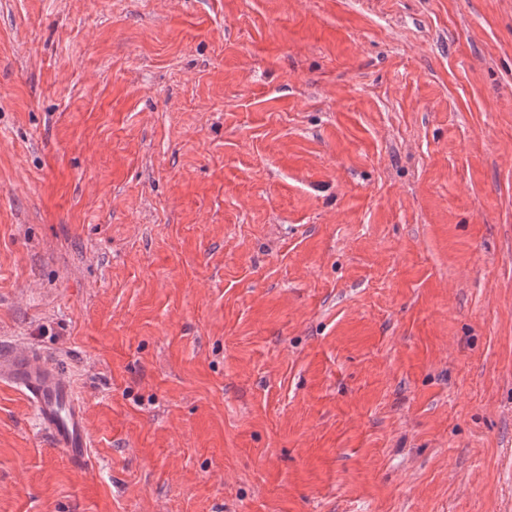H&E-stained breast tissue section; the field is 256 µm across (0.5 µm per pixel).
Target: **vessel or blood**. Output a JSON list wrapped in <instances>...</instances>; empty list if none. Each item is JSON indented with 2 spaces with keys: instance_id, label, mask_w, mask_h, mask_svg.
<instances>
[{
  "instance_id": "obj_1",
  "label": "vessel or blood",
  "mask_w": 512,
  "mask_h": 512,
  "mask_svg": "<svg viewBox=\"0 0 512 512\" xmlns=\"http://www.w3.org/2000/svg\"><path fill=\"white\" fill-rule=\"evenodd\" d=\"M0 382L23 393L39 425L71 462L87 461L91 442L84 403L54 360L23 343L0 349Z\"/></svg>"
}]
</instances>
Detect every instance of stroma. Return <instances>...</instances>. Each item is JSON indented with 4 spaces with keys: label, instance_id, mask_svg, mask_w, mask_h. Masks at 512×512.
<instances>
[{
    "label": "stroma",
    "instance_id": "1",
    "mask_svg": "<svg viewBox=\"0 0 512 512\" xmlns=\"http://www.w3.org/2000/svg\"><path fill=\"white\" fill-rule=\"evenodd\" d=\"M0 512H512V0H0ZM0 382L23 393L39 425L71 462L87 461L91 442L84 403L54 360L23 343L1 347Z\"/></svg>",
    "mask_w": 512,
    "mask_h": 512
}]
</instances>
